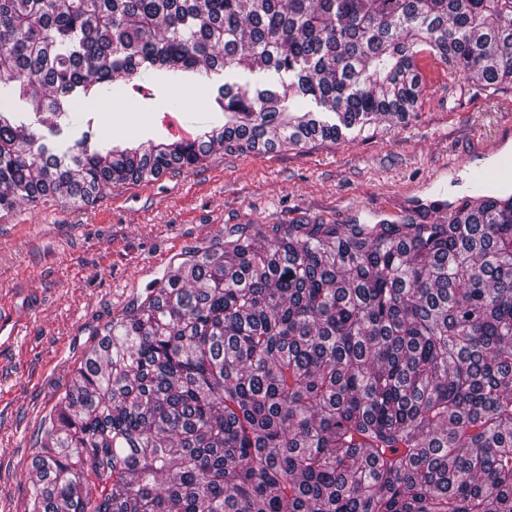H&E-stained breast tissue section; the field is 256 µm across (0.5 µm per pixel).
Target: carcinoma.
Segmentation results:
<instances>
[{"instance_id":"1","label":"carcinoma","mask_w":512,"mask_h":512,"mask_svg":"<svg viewBox=\"0 0 512 512\" xmlns=\"http://www.w3.org/2000/svg\"><path fill=\"white\" fill-rule=\"evenodd\" d=\"M512 83V0H0V209L403 122L417 55ZM224 84V130L149 152L50 129L155 78ZM314 103L319 116L304 108ZM33 512H512V207L446 224H254L107 328L40 436Z\"/></svg>"}]
</instances>
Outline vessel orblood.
I'll return each mask as SVG.
<instances>
[{"label": "vessel or blood", "mask_w": 512, "mask_h": 512, "mask_svg": "<svg viewBox=\"0 0 512 512\" xmlns=\"http://www.w3.org/2000/svg\"><path fill=\"white\" fill-rule=\"evenodd\" d=\"M475 141L479 160L465 164L464 196L478 202L496 183L512 181V154L503 151L506 143L503 131L476 135Z\"/></svg>", "instance_id": "obj_1"}]
</instances>
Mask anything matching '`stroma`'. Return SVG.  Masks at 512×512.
<instances>
[{"label":"stroma","instance_id":"obj_1","mask_svg":"<svg viewBox=\"0 0 512 512\" xmlns=\"http://www.w3.org/2000/svg\"><path fill=\"white\" fill-rule=\"evenodd\" d=\"M265 74L216 71L154 90L132 104L125 91L78 107L74 121L45 133L54 153L90 145L150 146L223 127L215 99L224 84H260ZM512 125V89L491 90L441 66L422 78L404 123L383 119L336 142L238 151L103 191L0 210V512H31L33 463L45 421L107 326L190 256L224 246L251 224H426L414 198L429 199L442 176L449 196L464 172L445 173L478 132Z\"/></svg>","mask_w":512,"mask_h":512}]
</instances>
